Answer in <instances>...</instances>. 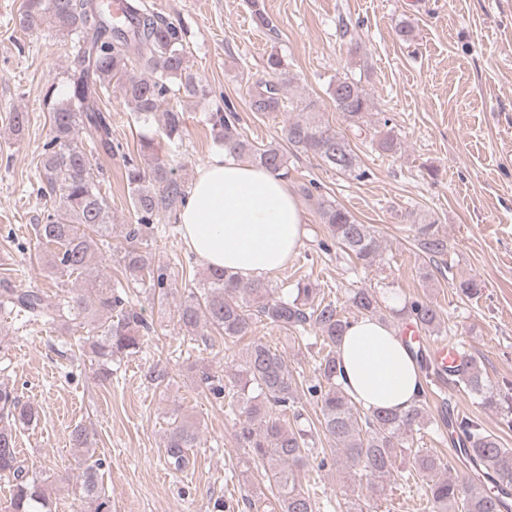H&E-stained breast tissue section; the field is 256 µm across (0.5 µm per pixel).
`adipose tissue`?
<instances>
[{
  "mask_svg": "<svg viewBox=\"0 0 512 512\" xmlns=\"http://www.w3.org/2000/svg\"><path fill=\"white\" fill-rule=\"evenodd\" d=\"M180 222L198 262L257 279L287 265L301 243L304 217L282 178L219 151L198 170ZM338 357L345 386L365 411L404 413L416 404L419 369L389 323L355 321Z\"/></svg>",
  "mask_w": 512,
  "mask_h": 512,
  "instance_id": "obj_1",
  "label": "adipose tissue"
}]
</instances>
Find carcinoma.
I'll return each mask as SVG.
<instances>
[{
	"label": "carcinoma",
	"mask_w": 512,
	"mask_h": 512,
	"mask_svg": "<svg viewBox=\"0 0 512 512\" xmlns=\"http://www.w3.org/2000/svg\"><path fill=\"white\" fill-rule=\"evenodd\" d=\"M250 7L255 27L269 28L270 19L260 0H250ZM18 22L25 31L46 25L66 33L74 37L77 47L66 93L58 97L51 86L44 97L50 131L42 147L39 192L52 205L33 231L50 269L62 277L81 276L109 244L112 211L94 174L96 155L101 152L122 160L134 223L125 228L122 279L117 283L103 277L88 288L69 291L56 303L38 289L5 286L0 288V310L22 323L58 320L85 329L88 353L97 360L103 380L110 383L112 362L139 353L144 332L150 329L144 311L130 302L127 290L146 285L159 303L168 300L167 268L155 261L148 241L160 212L184 199L185 193L160 156L155 138L141 137L135 154L112 142L110 115L96 108L95 95L97 89L117 83L136 121L148 125L162 116V133L174 142L182 139L184 118L177 110L162 108L163 103L174 92L199 97L205 91L190 72L181 28L159 16L147 0H130L123 18L113 17L104 0H24ZM266 68L271 78L248 88L251 109L262 114L285 107L283 87L289 82L288 63L278 53L268 55ZM329 88L351 134L369 133L377 138L381 151L397 150V138L391 132L370 133L372 103L361 83L340 77ZM209 121L215 141L234 156L288 177V158L281 147L256 145L244 137L230 108L210 113ZM281 135L292 149L318 157L339 176H365L349 135L323 123L314 100L283 126ZM318 212L342 251L366 267L382 262L380 236L372 225L359 223L329 199L318 202ZM417 233L421 250L431 258L447 252V241L434 230V223H418ZM315 294L312 284L301 280L295 296L283 298L264 281L244 283L224 270L210 269L175 305L180 328L189 336L205 326L221 339L234 342L251 335L256 321L264 319L291 332L309 326L321 337L322 355L312 384L296 379L284 354L260 340L247 345L242 364L228 374L204 371L199 378L200 386L223 401L226 412L236 417L237 445L249 449L260 465L279 512H316V500L305 491L303 482L319 433L341 448L352 467L378 481L389 477L399 461L408 460L414 475L427 481L429 512H512V448L503 447L499 437L480 422L463 416L448 422L462 441V458L478 472V478L464 484L440 475L444 464L431 450L408 447L414 427L427 420L426 388H420L417 405L407 414L360 413L340 382L337 355L350 320L333 300L313 302ZM350 301L361 316L385 317L377 295L367 289L354 292ZM404 314L424 332H435L441 325L440 311L428 301L407 302ZM447 372L455 387L480 396L485 409L512 414V382L504 383L499 391L493 389L471 354L459 353ZM143 377L156 388L169 384L167 368L158 363L147 367ZM302 388L316 399L317 428L301 423L303 413L297 404ZM38 421L34 404L22 401L9 385H0V478L8 479L12 487L4 512H57L56 500L39 473L23 464L17 448V432ZM69 444L84 457V470L73 487L74 499L88 505L90 512H112L111 501L99 484L101 462L94 458L86 429L75 426ZM199 445L196 427L174 421L165 438L169 465L176 471L187 468L189 451ZM487 481L491 486L485 485Z\"/></svg>",
	"instance_id": "obj_1"
}]
</instances>
